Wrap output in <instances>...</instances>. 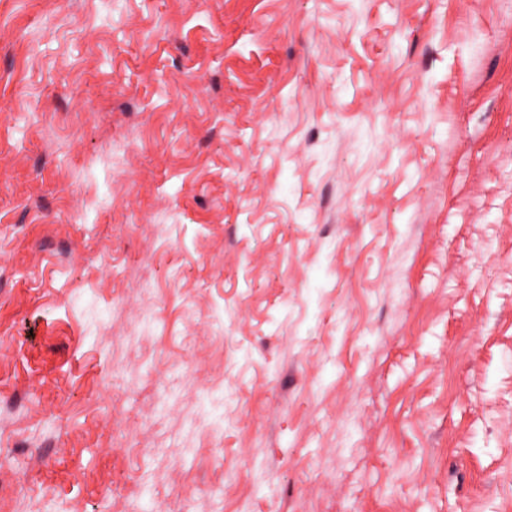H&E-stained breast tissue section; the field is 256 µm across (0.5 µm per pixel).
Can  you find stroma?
Segmentation results:
<instances>
[{"mask_svg":"<svg viewBox=\"0 0 512 512\" xmlns=\"http://www.w3.org/2000/svg\"><path fill=\"white\" fill-rule=\"evenodd\" d=\"M0 512H512V0H0Z\"/></svg>","mask_w":512,"mask_h":512,"instance_id":"obj_1","label":"stroma"}]
</instances>
